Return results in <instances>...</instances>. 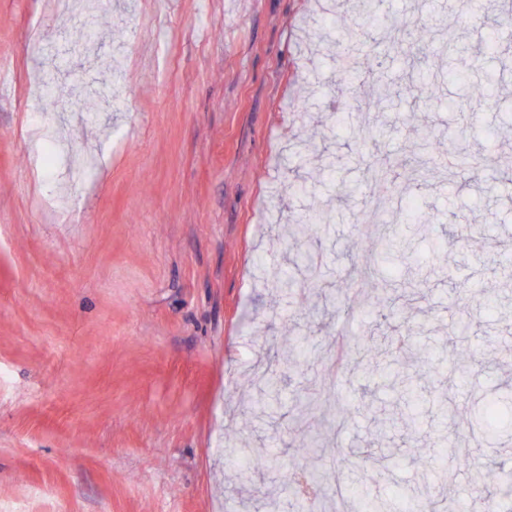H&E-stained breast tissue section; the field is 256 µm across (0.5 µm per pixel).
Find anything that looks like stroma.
I'll list each match as a JSON object with an SVG mask.
<instances>
[{
  "instance_id": "obj_1",
  "label": "stroma",
  "mask_w": 512,
  "mask_h": 512,
  "mask_svg": "<svg viewBox=\"0 0 512 512\" xmlns=\"http://www.w3.org/2000/svg\"><path fill=\"white\" fill-rule=\"evenodd\" d=\"M320 2L0 0V512H255L268 496L297 512L288 475L312 465L334 471L319 512L356 493L400 512L416 491L440 492L475 398L512 386V41L483 48L512 0H378L412 30L411 69L350 0ZM80 25L93 37L76 45ZM340 47L358 74L348 84ZM464 60L479 71L449 79ZM485 71L490 99L477 94ZM427 78L433 97L406 93ZM420 128L435 134L425 177L409 164ZM371 155L391 162L393 184L371 181ZM462 156L488 166L448 165ZM299 176L309 190L296 195ZM409 196L432 233L400 223ZM325 205L318 241L280 238L279 223ZM382 232L411 237L416 280L397 259L383 289L357 271ZM300 251L327 259L320 296L270 276ZM488 293L497 306L479 313ZM374 304L383 325L362 314ZM468 310L465 350L453 327ZM409 327L426 410L414 436L397 390L365 371ZM303 333L343 344L346 360L285 376L280 406L244 429L257 365ZM244 445L275 456L245 486ZM493 461L512 467V441L472 444L452 496L468 501Z\"/></svg>"
}]
</instances>
